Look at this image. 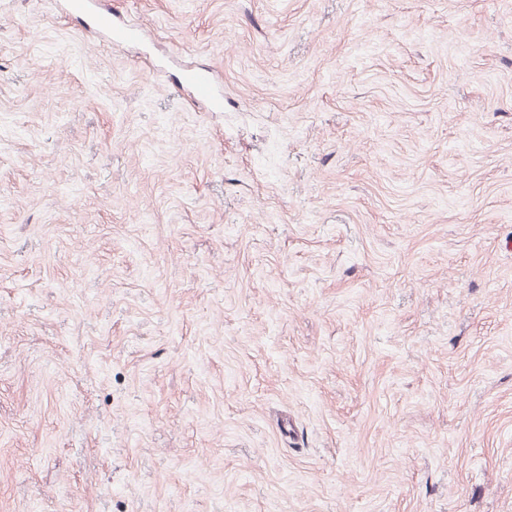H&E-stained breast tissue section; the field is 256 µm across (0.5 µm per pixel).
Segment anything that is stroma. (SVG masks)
Segmentation results:
<instances>
[{
	"label": "stroma",
	"mask_w": 512,
	"mask_h": 512,
	"mask_svg": "<svg viewBox=\"0 0 512 512\" xmlns=\"http://www.w3.org/2000/svg\"><path fill=\"white\" fill-rule=\"evenodd\" d=\"M103 2L0 0V512H512V0ZM95 27L98 30L108 32L110 42L114 46H120L135 41L140 37V28L137 25L114 26L112 14L109 11H102L96 15ZM181 82L190 85L194 89L197 100L207 102L216 109L223 106V100L216 97L213 84L205 75L194 71H187L182 75Z\"/></svg>",
	"instance_id": "35a3bbf8"
}]
</instances>
